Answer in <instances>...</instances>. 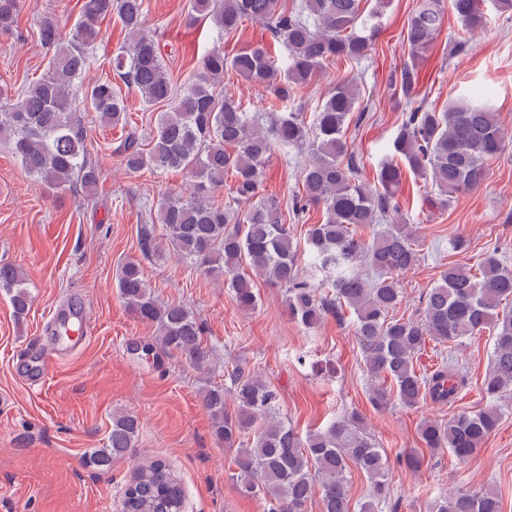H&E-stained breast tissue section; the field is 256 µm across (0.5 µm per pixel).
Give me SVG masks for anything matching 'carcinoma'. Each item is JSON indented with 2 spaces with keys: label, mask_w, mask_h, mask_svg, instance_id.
I'll use <instances>...</instances> for the list:
<instances>
[{
  "label": "carcinoma",
  "mask_w": 512,
  "mask_h": 512,
  "mask_svg": "<svg viewBox=\"0 0 512 512\" xmlns=\"http://www.w3.org/2000/svg\"><path fill=\"white\" fill-rule=\"evenodd\" d=\"M450 2L461 30L452 46L457 52L483 29L484 0ZM361 3L191 0V11L210 20L217 40L258 21L285 44L287 54L278 60L256 44L229 58L222 48H214L178 91L147 32L145 0H83L68 41L53 19L35 21L40 45L53 53L54 71L0 110V142L29 176L49 189L96 185L100 169L91 159L73 88L97 47L99 21L115 14L127 45L109 61L112 77L85 88L84 102L107 124L127 128L118 152L128 172L182 169L190 174L188 191L157 205L156 220L174 258L205 275L224 276L244 312L259 305L255 278L260 277L284 289L288 313L303 327L313 329L329 316L349 322L370 379V401L377 408L453 402L465 386L458 369L444 361L421 372L414 359L431 341L444 346L488 333L494 348L481 383L488 405L446 421L424 419L418 427L425 447L446 449L465 461L498 429L502 413L497 402L512 394V270L504 265L503 248L495 245L474 264L454 263L442 270L422 298L421 319L394 317L403 299L399 276L423 258L396 195L406 169L430 184L444 202L480 188L488 162L504 149V130L484 89H472L466 98L440 108L416 101L417 60L430 49L445 15L444 0H420L403 37L410 63L390 83V91L409 102L390 148L393 159L381 166L376 184L360 180L346 136L351 121H362L366 111L357 84L334 83L309 117L297 99L302 87L321 78L329 62L365 56L389 0H374L368 11ZM21 9L22 0H0L1 34L17 26ZM227 70L266 89L265 111L249 112L235 96L217 91ZM123 87L146 104L164 107L147 149L128 127ZM277 150L308 155L302 192L284 208L263 186L265 167ZM227 174L234 177L232 202L218 205L213 192L224 185ZM315 206L322 209V219L306 230L301 249L291 225L304 222ZM363 227L372 236L363 238ZM25 281L21 267L0 264V288L18 318L32 303ZM117 288L126 307L155 328L156 344L198 370L208 367L211 353L203 346L202 323L183 305L159 300L138 260L120 263ZM227 376L228 384L202 388V404L214 435L224 447L235 449L232 479L243 493L268 499V512H307L317 493L321 512H351L346 476L351 462L370 480V500L361 512H377L391 498L393 464L421 466L415 454L391 462L357 411L302 436L283 420L280 393L260 373L237 365ZM229 399L235 404L232 412ZM139 429L136 415H113L106 446L91 449L85 464L111 469L132 448ZM183 504L184 489L161 459L136 470L122 502L124 512H182ZM428 512H501V499L491 488L480 493L454 490L435 498Z\"/></svg>",
  "instance_id": "obj_1"
}]
</instances>
